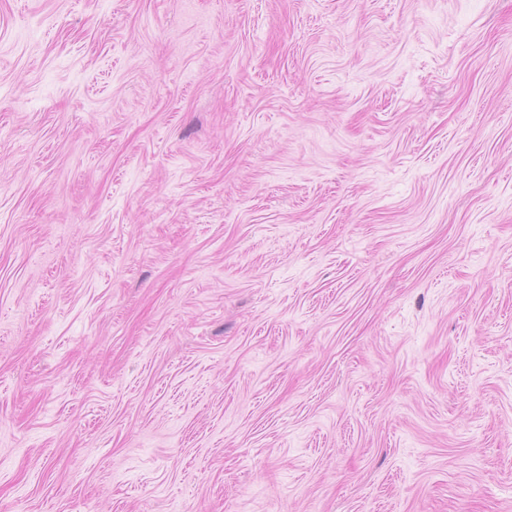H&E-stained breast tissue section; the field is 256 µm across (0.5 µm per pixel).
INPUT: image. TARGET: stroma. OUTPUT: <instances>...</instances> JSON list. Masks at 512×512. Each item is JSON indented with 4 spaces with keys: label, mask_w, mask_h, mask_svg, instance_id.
I'll use <instances>...</instances> for the list:
<instances>
[{
    "label": "stroma",
    "mask_w": 512,
    "mask_h": 512,
    "mask_svg": "<svg viewBox=\"0 0 512 512\" xmlns=\"http://www.w3.org/2000/svg\"><path fill=\"white\" fill-rule=\"evenodd\" d=\"M0 512H512V0H0Z\"/></svg>",
    "instance_id": "35a3bbf8"
}]
</instances>
